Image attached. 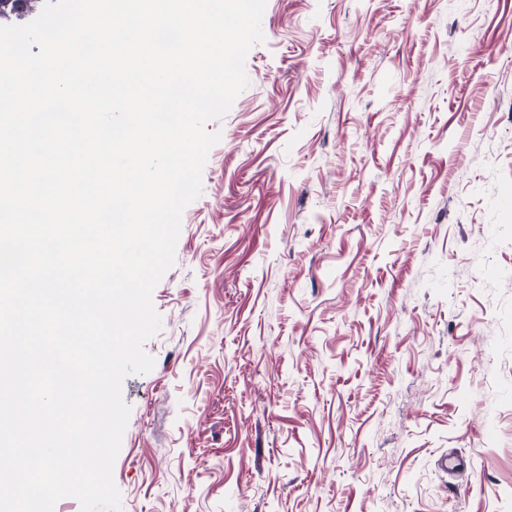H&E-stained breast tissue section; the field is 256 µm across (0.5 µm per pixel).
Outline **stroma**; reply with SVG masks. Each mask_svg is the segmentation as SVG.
I'll return each instance as SVG.
<instances>
[{"label":"stroma","instance_id":"35a3bbf8","mask_svg":"<svg viewBox=\"0 0 512 512\" xmlns=\"http://www.w3.org/2000/svg\"><path fill=\"white\" fill-rule=\"evenodd\" d=\"M262 30L123 383L122 512H512V0Z\"/></svg>","mask_w":512,"mask_h":512}]
</instances>
